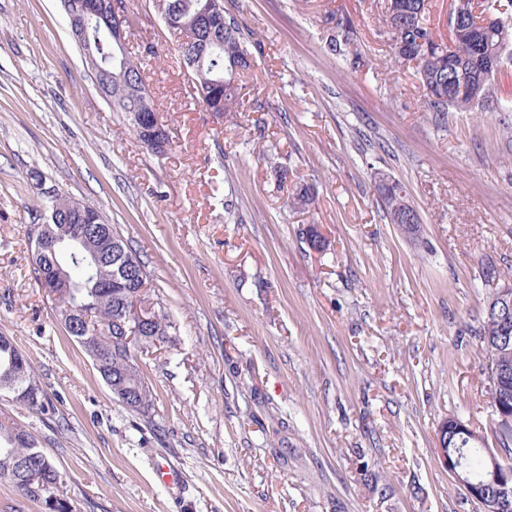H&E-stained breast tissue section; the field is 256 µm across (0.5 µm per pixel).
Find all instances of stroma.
<instances>
[{
	"label": "stroma",
	"mask_w": 512,
	"mask_h": 512,
	"mask_svg": "<svg viewBox=\"0 0 512 512\" xmlns=\"http://www.w3.org/2000/svg\"><path fill=\"white\" fill-rule=\"evenodd\" d=\"M124 3L143 21L129 51L154 44L164 156L95 85L60 0H0V333L50 405L0 395V420L52 458L72 512H479L436 436L453 415L491 433L476 333L482 265L512 277V112L426 111L385 0H224L261 49L243 107L209 112L153 0ZM339 19L347 58L326 48ZM381 172L418 238L387 217ZM53 189L102 211L176 325L139 361L149 414L114 399L34 277Z\"/></svg>",
	"instance_id": "35a3bbf8"
}]
</instances>
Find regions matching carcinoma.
Returning a JSON list of instances; mask_svg holds the SVG:
<instances>
[{
  "label": "carcinoma",
  "mask_w": 512,
  "mask_h": 512,
  "mask_svg": "<svg viewBox=\"0 0 512 512\" xmlns=\"http://www.w3.org/2000/svg\"><path fill=\"white\" fill-rule=\"evenodd\" d=\"M157 7L167 26L179 35L176 52L188 74L191 96L198 99L208 112H234L241 105L239 78L251 68L252 56L238 19L223 12L224 27L211 32L196 24L194 16L197 0H157ZM429 0H386L383 12L387 33L392 41L394 58L399 62L415 63L416 73L424 91V107L429 112H476L492 97L495 76L512 67V23L507 14L512 12V0H483L480 11H475L472 0H452L450 13L458 16L457 27H449L450 39L438 37L431 27ZM112 16L86 15L84 36L79 41L82 49H91L99 67L113 77L109 97L112 106L129 119V130L142 140L135 113L140 111L141 97L149 96L144 66L131 56L117 52L109 39ZM348 25L338 22L327 39L331 54L346 55L352 42ZM389 218H394L404 196L376 184ZM97 213L91 204L76 201L60 194L46 198L45 216L49 220L64 217L73 208ZM54 230L62 241L52 254L43 258L32 255L34 276L51 262L61 267L71 278L72 288L62 297L49 298L67 334L79 340L72 331V323H83V318L102 328L110 327L112 319L122 315L133 319L129 298L135 289L112 285L106 288L97 279H108L112 270L131 267L130 280L148 281L144 265L132 253L124 240L107 224V250L98 266L92 265L89 250L81 243L71 241L72 225L55 224ZM153 330L139 347L126 350L117 345L113 336L99 333L98 350L110 354L103 370L102 380L114 398L125 408L146 414L153 405V388L137 363L139 353L166 341L172 322L160 309L152 312ZM502 330L494 316H484L479 329L480 348L486 354V370H492L495 361L512 363V354L498 352L497 340ZM20 355L14 339L0 335V392L14 394L16 400L41 412L48 408L45 393L30 364L12 365ZM490 405L506 417L492 427V433L501 444L512 447V376L500 382L488 375ZM448 446L460 450L473 480L482 479L485 458L482 449L466 435L448 430ZM0 479L12 484L22 496L40 498L53 506V512H70L61 494L63 478L52 459L37 447L35 439L25 430L0 421Z\"/></svg>",
  "instance_id": "cac0c4a2"
}]
</instances>
